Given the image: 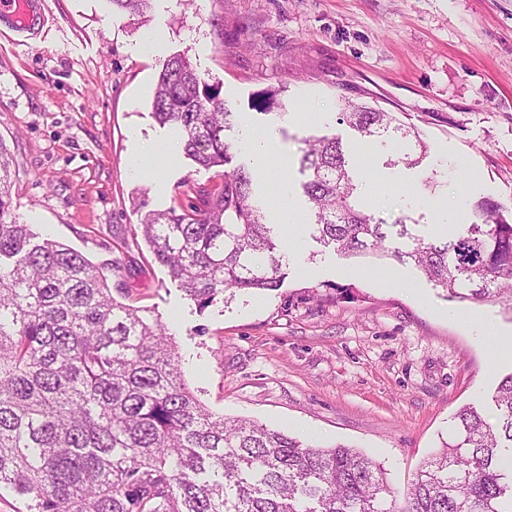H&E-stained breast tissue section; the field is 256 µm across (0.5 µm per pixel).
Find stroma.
<instances>
[{"mask_svg":"<svg viewBox=\"0 0 512 512\" xmlns=\"http://www.w3.org/2000/svg\"><path fill=\"white\" fill-rule=\"evenodd\" d=\"M43 22L18 33L0 18V139L12 159L16 212L39 237L109 266L118 301L169 329L187 386L219 416L255 421L304 443L360 450L403 497L465 405L487 421L512 356L491 358L482 323L512 336L494 302L445 299L413 263L346 257L312 238L300 184L304 141L341 137L360 196L387 222L407 215L435 238L448 201L512 204V0H150L144 16L110 0H39ZM160 53H138L150 31ZM187 55L239 125L281 156L256 177L272 207L287 178L301 242L280 288L236 293L199 309L134 229L154 210L187 206L186 184L214 171L156 155L141 176L137 142L163 144L151 115L167 60ZM269 97L271 112L258 111ZM366 101L414 125L430 145L421 166L406 141L364 142L339 113ZM303 120H296V113ZM391 186L370 200L371 182Z\"/></svg>","mask_w":512,"mask_h":512,"instance_id":"obj_1","label":"stroma"}]
</instances>
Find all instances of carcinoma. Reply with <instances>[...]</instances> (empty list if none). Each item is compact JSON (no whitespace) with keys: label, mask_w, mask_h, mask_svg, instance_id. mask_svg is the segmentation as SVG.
<instances>
[{"label":"carcinoma","mask_w":512,"mask_h":512,"mask_svg":"<svg viewBox=\"0 0 512 512\" xmlns=\"http://www.w3.org/2000/svg\"><path fill=\"white\" fill-rule=\"evenodd\" d=\"M152 114L176 129L199 167L224 168L221 186H189L196 201L154 211L140 234L187 296L205 308L227 292L273 290L284 255L254 200L253 175L226 132L233 112L189 58L163 66ZM342 122L365 141L429 145L391 112L346 102ZM302 190L316 240L345 256L410 260L449 300L495 301L512 315V205L482 198L446 241L386 246L384 222L359 204L341 140L305 141ZM497 422L464 406L442 450L403 506L381 468L343 445L319 448L244 419L217 416L186 386L167 327L112 297L106 271L67 245L37 240L15 213L0 140V490L26 512H512V374L499 384Z\"/></svg>","instance_id":"obj_1"}]
</instances>
